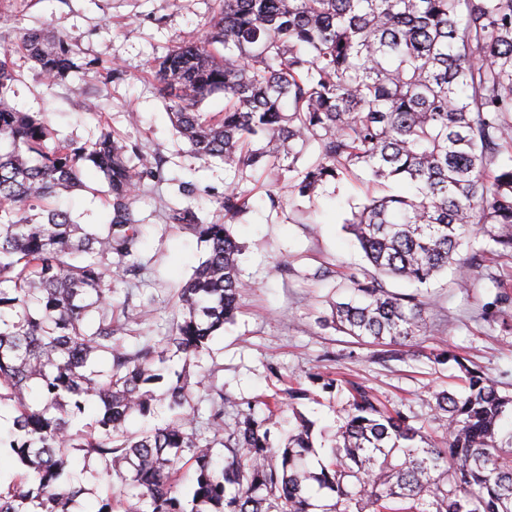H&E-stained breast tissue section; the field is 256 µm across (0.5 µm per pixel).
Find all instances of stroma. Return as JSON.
<instances>
[{
  "label": "stroma",
  "mask_w": 512,
  "mask_h": 512,
  "mask_svg": "<svg viewBox=\"0 0 512 512\" xmlns=\"http://www.w3.org/2000/svg\"><path fill=\"white\" fill-rule=\"evenodd\" d=\"M211 0H0V50L11 49L20 79L11 103L18 109L44 112L57 136L84 143L101 128L87 110L96 103L111 130L128 145L151 153L158 162L154 177L144 180L133 198V212L143 226V274L127 272L131 307L152 302L154 312L133 333L140 339L164 335L175 315L177 292L205 255V248L186 226L167 220L169 208H189L201 220L221 215L216 202L235 182L250 192V209L231 226L243 248L241 268L251 289L239 299L233 322L209 344L195 378L201 383L193 398L207 418L209 403L200 396L223 389L224 419L241 413L263 418L271 403L280 406V428L272 430L279 445L297 423V415L313 421L314 445L326 457L337 441L348 408V381L375 392L387 404L424 420L430 417L434 395L461 390V366L484 371L499 391L512 394V256L486 255L477 269L448 270L423 290L433 301L427 332L412 348L386 357L380 347L359 343L327 322L334 302L343 300V282L362 275L367 263L342 218L349 197L365 198L367 184L347 180L328 183L317 196L288 194L287 174L261 170L238 180L223 164L206 165L177 137L152 75L155 59L183 42L205 35ZM38 28L70 39L77 63H98V74L47 86L39 68L17 51L24 30ZM83 84V93L72 87ZM84 190L61 193L56 202L78 224H103L108 209L101 183L85 171ZM278 182L279 205L266 189ZM194 185L191 195L179 185ZM504 282L495 288L494 279ZM453 360H445V353ZM304 390L292 400L288 391ZM69 477L84 487L82 512H97L109 492L103 466L76 465Z\"/></svg>",
  "instance_id": "stroma-1"
}]
</instances>
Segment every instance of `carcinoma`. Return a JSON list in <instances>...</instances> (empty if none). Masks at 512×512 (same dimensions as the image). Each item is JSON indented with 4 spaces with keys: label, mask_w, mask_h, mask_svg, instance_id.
Listing matches in <instances>:
<instances>
[{
    "label": "carcinoma",
    "mask_w": 512,
    "mask_h": 512,
    "mask_svg": "<svg viewBox=\"0 0 512 512\" xmlns=\"http://www.w3.org/2000/svg\"><path fill=\"white\" fill-rule=\"evenodd\" d=\"M206 37L175 46L152 66L176 133L197 158L294 173L288 187L313 197L330 181L370 177L378 194L343 220L374 272L352 277L332 324L360 341L406 346L421 335L430 298L384 287L391 276L424 284L458 259L473 227L489 252L512 253V0H211ZM18 49L47 82L90 64L67 38L23 32ZM18 81L0 54V406L14 409L9 448L23 466L0 484V512H70L82 489L63 479L95 457L137 490L96 512H512V435L499 439L512 396L484 373L458 366L462 393L435 395L432 422L414 425L371 391L352 402L329 461L313 471V426L304 418L274 447L273 410L224 422V392L207 394L208 430L197 432L191 367L234 320L250 287L242 247L228 224L250 191L219 199L222 222L188 209L167 219L205 244V257L177 293V316L157 340L125 344L127 325L151 315L115 300L123 267L143 268L132 196L155 160L102 129L78 144L54 137L44 112L10 103ZM224 94V111L202 103ZM308 147L315 158L297 163ZM94 170L111 207L100 227L75 224L52 204L85 188ZM408 182L399 194L393 185ZM167 382L170 421L130 434L129 417L154 406ZM97 412L79 424L89 400ZM220 444L224 465L213 461ZM195 468L191 499L177 490Z\"/></svg>",
    "instance_id": "cac0c4a2"
}]
</instances>
